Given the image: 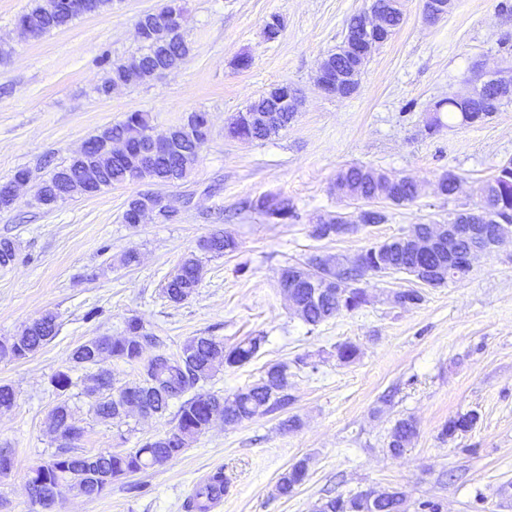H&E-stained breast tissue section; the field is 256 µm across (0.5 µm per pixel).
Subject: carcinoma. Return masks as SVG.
I'll return each instance as SVG.
<instances>
[{"instance_id":"1","label":"carcinoma","mask_w":512,"mask_h":512,"mask_svg":"<svg viewBox=\"0 0 512 512\" xmlns=\"http://www.w3.org/2000/svg\"><path fill=\"white\" fill-rule=\"evenodd\" d=\"M372 6L382 11L388 32L395 34L403 23L401 9L393 5V0H372ZM77 18L79 15L65 11L49 14L44 0H31L30 6L18 16L17 26L29 28L35 36L40 37L68 26ZM157 32V27L149 28L141 38L137 52L126 59L118 62L104 59L103 63L109 65L108 75L95 91L106 96L115 85L142 83L154 76L158 67L173 68L190 53L191 48L183 33L167 30L159 36ZM325 64L348 71L354 62L343 55V46L338 45L326 55ZM511 102L512 95L497 100L492 92L478 100L448 97L439 100L438 105L439 111L451 113L458 118L466 111L482 112L488 118ZM265 111L271 112L273 107L263 103L251 104L246 111L235 116L228 127L229 134H246L253 141L268 139L267 129L249 123L252 113ZM148 128V115L133 112L124 121L91 136L85 142L84 156H73L55 166L38 183L39 204L52 208L58 202L66 200V185L82 180L83 168L80 160L105 153L112 154V163L104 177V186L107 188L131 181L135 172L132 166L134 159L148 162L159 182L181 181L193 168L199 151L211 135L205 113L194 112L189 124L190 135L185 143L167 153H158L152 141L143 135V131ZM342 173L354 197L368 200L375 197L377 185L365 172V166L351 165L343 169ZM491 180L499 185L497 195L490 199L498 221L512 220V160L499 165ZM393 191L395 197L392 204L396 206L410 205L420 196L419 184L405 176L398 177ZM247 207L267 215L277 210L291 219L296 217L294 206L288 198L279 194L260 196L247 202ZM472 246L473 242L468 240H460L450 246L445 244L434 255L427 257L426 261L432 264L446 262L448 250L465 252ZM238 248L235 236L224 230L213 232L197 243V249L201 253L212 256L230 255ZM379 259L390 276L397 273L409 275L423 261L410 249L391 246L383 247ZM202 271L201 260L196 254L192 253L184 258L166 282L165 294L169 301L180 304L191 297L201 281ZM292 293L296 302L302 305L300 317L311 326H317L345 311H354L366 303L361 288L348 290L343 299L330 293L317 302L306 300L302 289L298 287L292 289ZM58 330L56 314L50 311L41 314L38 321L26 326L21 335L8 343L0 342V360L28 357L51 341ZM126 331L125 336L91 338L78 345L70 355V361L75 366H97L107 358L142 366L140 382L115 391L112 390L109 374L101 372L94 377L93 383L85 388V395L91 401V411L101 420L120 421L126 416L124 404L132 400H138L148 414L161 415L167 411L170 401L181 398L183 402L179 407L176 425L165 435L125 455L111 452L75 455L69 450L66 438L67 433L76 429V426L72 422L68 402L61 401L53 410L50 419V427L59 442L60 451L50 461L51 467L48 471L39 478V486L35 489L37 498L46 499L65 488L75 489L86 497H94L100 494V487L107 480L126 473L140 472L157 462L168 461L178 456L190 440L209 428L211 421L208 413L211 411L224 417L226 423H242L256 417L284 412L293 403V396L288 393V364L281 362L270 364L257 382L231 396L195 394L184 398L188 391L209 377L216 360L221 358L229 366L237 362L242 365L250 362L265 342L263 336H251L227 352L224 351V340L216 336H195L184 344L176 356L161 353L145 359L142 357L141 345L135 340L137 336H148L143 324L132 318L127 322ZM415 436L416 426L412 420H398L388 444V451L393 456L402 454ZM306 476V461L294 463L280 478V493H292ZM225 483L223 472L217 471L210 475L189 502L192 512H210L214 501L223 495ZM402 504L403 495L396 490L383 492L372 501L359 492L347 497H330L321 503L318 512H403Z\"/></svg>"}]
</instances>
